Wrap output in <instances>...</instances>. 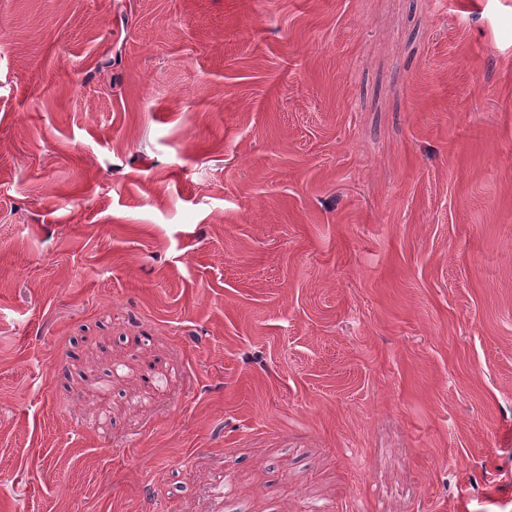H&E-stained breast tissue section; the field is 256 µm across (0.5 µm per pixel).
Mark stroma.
<instances>
[{
  "label": "stroma",
  "mask_w": 512,
  "mask_h": 512,
  "mask_svg": "<svg viewBox=\"0 0 512 512\" xmlns=\"http://www.w3.org/2000/svg\"><path fill=\"white\" fill-rule=\"evenodd\" d=\"M0 512H512V0H0Z\"/></svg>",
  "instance_id": "stroma-1"
}]
</instances>
